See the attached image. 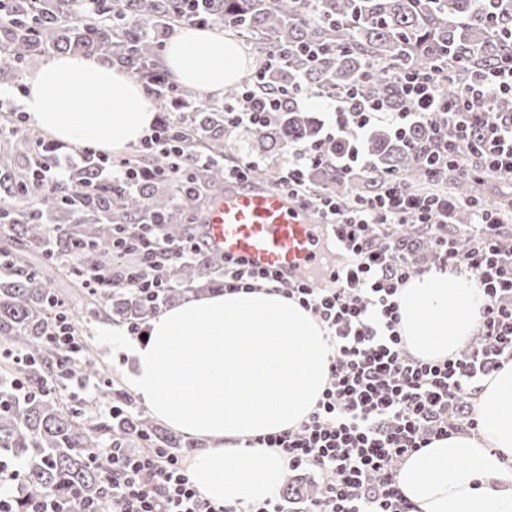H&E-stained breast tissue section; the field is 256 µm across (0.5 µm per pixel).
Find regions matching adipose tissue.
I'll list each match as a JSON object with an SVG mask.
<instances>
[{"label":"adipose tissue","mask_w":512,"mask_h":512,"mask_svg":"<svg viewBox=\"0 0 512 512\" xmlns=\"http://www.w3.org/2000/svg\"><path fill=\"white\" fill-rule=\"evenodd\" d=\"M249 60L238 39L186 27L161 59L176 82L212 97ZM25 110L54 139L118 152L155 114L140 85L96 59L59 55L27 78ZM398 332L417 357L445 359L475 331L487 302L470 274L436 270L397 294ZM134 363L129 386L157 420L200 438L189 470L200 495L247 512L273 498L288 464L257 438L295 428L313 412L329 376L326 331L297 301L265 286L190 296L150 322L147 336L110 333ZM476 433L433 439L408 457L398 485L410 512H512V360L478 386Z\"/></svg>","instance_id":"obj_1"}]
</instances>
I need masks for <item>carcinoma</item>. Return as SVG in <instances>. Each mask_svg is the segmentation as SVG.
Masks as SVG:
<instances>
[{
  "instance_id": "carcinoma-1",
  "label": "carcinoma",
  "mask_w": 512,
  "mask_h": 512,
  "mask_svg": "<svg viewBox=\"0 0 512 512\" xmlns=\"http://www.w3.org/2000/svg\"><path fill=\"white\" fill-rule=\"evenodd\" d=\"M494 8L478 0H0V78L23 71L32 58L47 52L80 53L116 61L147 82L148 95L163 110L195 97L193 89L169 78L158 60L161 37L173 36L189 23L224 25L248 33L264 47L276 44L292 50L288 67L266 74L268 88H286L303 74L306 86L318 92L358 88L359 101L384 98L392 106L401 100L392 79L394 67L430 70L448 61L453 82L448 92L471 82L479 71L499 59L512 42V0H493ZM322 44L328 54L315 67L294 53L304 44ZM493 117L512 125V97L496 96L488 103ZM10 112H0V237L11 249L0 250V344L22 349L36 364L23 373L28 391L11 390L16 371L0 361V458L26 462L22 492L31 495L61 493L78 487L89 497L98 494L111 460L91 462L89 448L127 444L125 437L144 434L151 448L181 447V441L153 426L148 418L130 413L93 425L84 423L56 399L36 388L50 367L80 362L44 342L47 323L61 307L69 314H105L128 322L147 316L131 291L106 298V309L96 311L98 295L83 289L84 270L90 265L112 268L119 255L112 250L118 224H146L161 220L173 237L204 211L214 192L224 188V169L186 171L178 180L155 177L135 188L112 183L87 162L51 192L33 189L37 164L51 163L53 155L40 137L15 130ZM193 151L224 156V111L206 105L179 128ZM259 146L283 154L288 143L313 142L319 128L308 113L293 104L281 109L275 124L256 130ZM430 136L424 125L402 138L376 129L361 147L379 170H390L412 184L425 176L427 164L414 157L415 148ZM315 183L327 181L311 174ZM329 182V181H327ZM456 190L455 219L467 224L472 182L448 178ZM336 195L350 198L374 189L365 178L349 184L329 182ZM70 218L60 235L63 251H76L75 261L62 265L44 259L29 264L28 251L43 252L49 215ZM62 274L82 291L62 297L53 288ZM172 283L210 280L202 265H175L168 271Z\"/></svg>"
}]
</instances>
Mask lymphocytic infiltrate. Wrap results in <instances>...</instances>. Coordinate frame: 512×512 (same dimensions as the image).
Segmentation results:
<instances>
[{
  "label": "lymphocytic infiltrate",
  "mask_w": 512,
  "mask_h": 512,
  "mask_svg": "<svg viewBox=\"0 0 512 512\" xmlns=\"http://www.w3.org/2000/svg\"><path fill=\"white\" fill-rule=\"evenodd\" d=\"M403 105L392 108L375 100L352 105L351 91L330 93L334 119L316 142H295L280 160L244 153L224 166L228 180L246 182L250 171L268 167L277 190L299 208L315 211L331 233L339 257L323 285L288 282L270 268H256L237 257H223L222 284L228 290L263 285L281 290L323 324L332 349L327 386L315 410L296 428L260 438L276 448L292 470L311 469L324 476L320 493L306 512H409L397 483L399 464L432 439L461 430H477L473 396L477 384L512 359V238L502 228L512 211L477 204L475 232L448 235L453 204L441 187L449 174L477 182L488 178L512 182V127L486 117L490 97L512 96V50L460 93L445 95L450 72L396 74ZM305 88L292 93L246 90L224 108V134L254 130L271 123L287 102L302 103ZM178 115L157 117L141 143L155 160L136 169L92 153L113 181L134 186L158 175L178 178L187 168H206L216 160L177 143L171 133ZM402 134L426 124L431 136L420 153L428 163L422 181L409 184L380 172L358 145L375 123ZM345 140L347 153L328 152ZM323 169L351 182L365 174L376 189L363 197L338 199L327 185L307 181L311 169ZM425 228L437 268L473 275L487 303L475 329V341L444 360H424L410 353L399 335L396 295L420 269L411 250L395 236L396 227ZM124 257V270L91 267L85 284L103 296L128 288L140 301L158 308L172 288L166 269L203 259L208 251L200 233L169 238L159 224H131L112 240ZM112 470L103 477L101 495L85 500L78 492L27 498L26 512H238L236 507L202 499L179 454L160 448L108 450Z\"/></svg>",
  "instance_id": "1"
}]
</instances>
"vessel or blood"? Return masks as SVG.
I'll return each instance as SVG.
<instances>
[{
	"label": "vessel or blood",
	"mask_w": 512,
	"mask_h": 512,
	"mask_svg": "<svg viewBox=\"0 0 512 512\" xmlns=\"http://www.w3.org/2000/svg\"><path fill=\"white\" fill-rule=\"evenodd\" d=\"M204 223L224 255L245 258L257 268H275L284 277L314 278L332 262L314 214L267 185L225 183Z\"/></svg>",
	"instance_id": "vessel-or-blood-1"
}]
</instances>
